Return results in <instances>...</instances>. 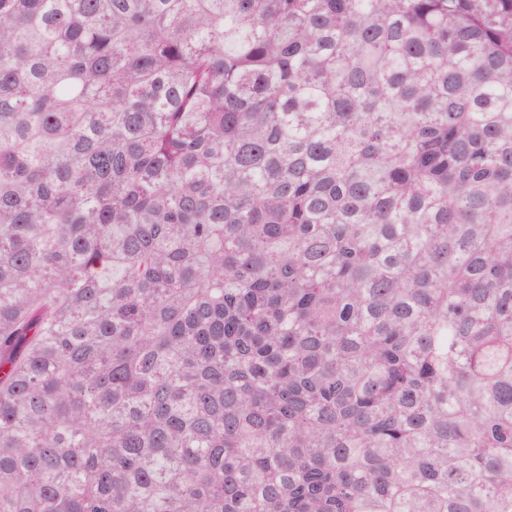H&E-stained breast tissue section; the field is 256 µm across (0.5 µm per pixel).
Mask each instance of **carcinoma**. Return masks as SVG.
Here are the masks:
<instances>
[{
    "label": "carcinoma",
    "mask_w": 512,
    "mask_h": 512,
    "mask_svg": "<svg viewBox=\"0 0 512 512\" xmlns=\"http://www.w3.org/2000/svg\"><path fill=\"white\" fill-rule=\"evenodd\" d=\"M0 512H512V0H0Z\"/></svg>",
    "instance_id": "obj_1"
}]
</instances>
